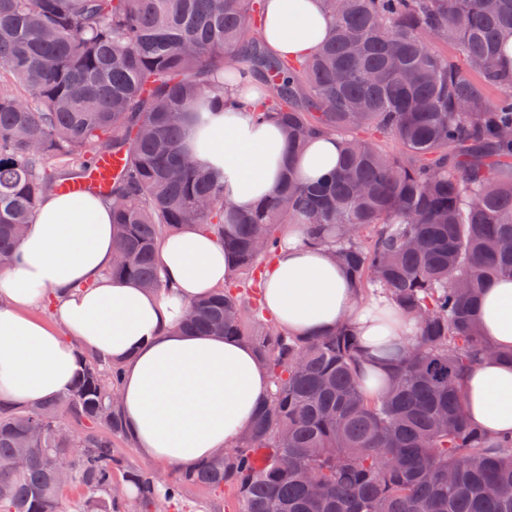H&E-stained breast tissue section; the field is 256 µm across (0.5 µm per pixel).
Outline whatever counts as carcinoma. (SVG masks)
I'll return each mask as SVG.
<instances>
[{"label":"carcinoma","mask_w":512,"mask_h":512,"mask_svg":"<svg viewBox=\"0 0 512 512\" xmlns=\"http://www.w3.org/2000/svg\"><path fill=\"white\" fill-rule=\"evenodd\" d=\"M322 2L329 34L298 61L251 35L261 0H0V267L44 197L117 156L122 173L98 194L112 208L108 274L161 290L159 243L187 226L215 236L236 275L191 302L182 329L252 344L273 385L233 449L171 474L115 446L128 439L118 364L82 358L49 401L0 396V512H60L69 485L87 492L83 512H124L118 482L142 512H177L189 487L227 488L240 512H512V434L474 426L461 389L483 358L512 361L474 314L489 280L512 279V0ZM448 42L452 58L435 50ZM230 64L266 84L255 117L288 140L282 182L249 208L184 148L204 119L195 106L230 104ZM315 132L340 137L342 154L307 184L293 159ZM283 224L415 319L409 345L385 350L378 395L357 378L351 326L299 338L266 315L261 260Z\"/></svg>","instance_id":"cac0c4a2"}]
</instances>
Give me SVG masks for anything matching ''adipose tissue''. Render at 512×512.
<instances>
[{
    "instance_id": "adipose-tissue-1",
    "label": "adipose tissue",
    "mask_w": 512,
    "mask_h": 512,
    "mask_svg": "<svg viewBox=\"0 0 512 512\" xmlns=\"http://www.w3.org/2000/svg\"><path fill=\"white\" fill-rule=\"evenodd\" d=\"M330 27L322 0H265L260 27L269 54L302 59ZM232 108L210 113L192 133L189 154L224 175V193L247 208L268 198L281 177L287 144L279 124L255 119L265 101L246 70L228 66ZM337 137L312 135L295 160L304 182L336 166ZM292 227L265 276L263 303L277 325L307 337L349 324L364 351L358 376L367 395L379 391L388 367L382 343L404 345L414 322L384 296L361 299L353 278L326 248L304 244ZM112 210L87 194L55 195L40 203L0 270V395L19 404L56 398L72 386L79 352L124 366L121 410L127 433L151 462L188 468L233 445L271 393L265 364L251 344L234 337L188 334L177 324L189 301L223 285L232 263L208 232L166 238L158 264L167 287L139 288L107 274L112 263ZM49 308L52 321L34 317ZM478 319L491 342L512 349V280L485 288ZM470 420L491 435L512 432V363L482 361L463 380Z\"/></svg>"
}]
</instances>
